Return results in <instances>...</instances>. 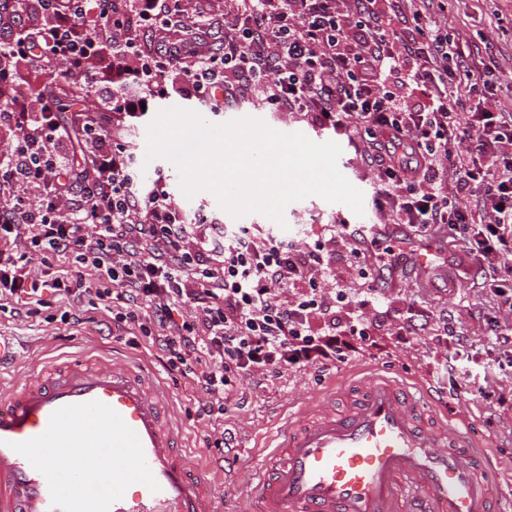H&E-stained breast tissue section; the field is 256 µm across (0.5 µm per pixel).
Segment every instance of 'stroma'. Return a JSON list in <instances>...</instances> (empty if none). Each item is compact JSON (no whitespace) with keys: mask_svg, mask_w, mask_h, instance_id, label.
Wrapping results in <instances>:
<instances>
[{"mask_svg":"<svg viewBox=\"0 0 512 512\" xmlns=\"http://www.w3.org/2000/svg\"><path fill=\"white\" fill-rule=\"evenodd\" d=\"M448 30L467 35L478 49L494 52L505 95L503 104L506 109H512V0H453L448 8ZM172 106L194 110L213 123L252 117L283 133H303L317 143L338 141L342 149L338 159L340 173L364 198L373 196V174L356 157L347 139L288 113L268 111L264 104L251 98L238 99L223 111L211 112L201 99L177 89L156 97L154 104L133 121L129 141L137 159L145 157L148 124L159 109ZM142 175L149 180L163 177L181 212L207 210L220 224L231 229L262 228L269 223L268 217L259 213L233 218L207 191L186 198L179 188L177 169L166 160L149 162ZM284 217L287 236L310 244L323 238L326 225L367 224L373 220L372 212L358 216L345 204L330 203L317 196L290 203ZM400 236L407 250L424 239L437 242L438 260L425 270L410 268L385 273L384 307L365 310L371 323L370 337L363 340L349 335L344 328H337L336 339L346 353L343 363L326 372L291 371L268 381H243L225 401L223 418L216 421L197 418L194 405L201 400V392L186 380H173L149 344L133 348L113 341L112 321L104 310H74L79 323L73 327L59 320L62 312L70 309L63 300L52 301L46 317H30L21 310L15 316L0 318V336L9 339L16 353L10 370L20 374L36 363H62L78 343L105 362L111 361L116 352L145 360L172 397L177 420L194 450L192 468L214 464L216 485L228 493V506L233 512H241L244 506L243 499L234 496V489L242 488L251 479L264 455L269 433L293 406L322 398L348 382L356 370L367 367L400 373L424 386L434 398V409L439 416L456 419L481 441L498 466L499 484H506L512 477V348L495 344L488 334L487 321L492 317L502 321L512 315L498 309L496 300L475 274L449 277V270L466 265L467 258L462 248L448 243L442 232L431 230L421 237L405 228ZM407 316L414 317L418 332L397 335L398 323ZM447 316L452 319L456 338L435 333L438 318ZM461 336L473 346V373L469 386L454 396L450 393L454 377L443 373L442 368L449 357L456 355L457 339ZM497 397L503 398V406L490 408L489 400ZM224 430L233 437L231 447L209 446L208 435Z\"/></svg>","mask_w":512,"mask_h":512,"instance_id":"stroma-1","label":"stroma"}]
</instances>
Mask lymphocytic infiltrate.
<instances>
[{
  "instance_id": "lymphocytic-infiltrate-1",
  "label": "lymphocytic infiltrate",
  "mask_w": 512,
  "mask_h": 512,
  "mask_svg": "<svg viewBox=\"0 0 512 512\" xmlns=\"http://www.w3.org/2000/svg\"><path fill=\"white\" fill-rule=\"evenodd\" d=\"M233 2L0 0V133L13 141L0 154V314L14 301L39 315L48 291L110 309L115 341L155 345L167 373L205 395L196 415L208 420L247 378L339 362L340 307L365 306L376 265L403 255L389 244L368 258L348 224L303 248L271 228L229 233L187 220L161 182L138 183L131 121L168 77L211 110L255 97L358 143L380 223L446 227L484 284L512 292V110L492 90L495 58L449 36L448 0H352L345 13L338 0ZM190 12L196 30L223 33L220 53L141 46L140 31ZM23 64L84 79L99 107L78 124L86 164L52 100L18 82ZM340 254L363 270L359 286L338 280ZM70 257L94 282L60 269Z\"/></svg>"
}]
</instances>
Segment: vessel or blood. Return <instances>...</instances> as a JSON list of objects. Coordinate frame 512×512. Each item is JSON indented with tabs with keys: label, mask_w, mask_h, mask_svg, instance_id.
<instances>
[{
	"label": "vessel or blood",
	"mask_w": 512,
	"mask_h": 512,
	"mask_svg": "<svg viewBox=\"0 0 512 512\" xmlns=\"http://www.w3.org/2000/svg\"><path fill=\"white\" fill-rule=\"evenodd\" d=\"M358 399L289 416L243 491L252 512H512V491L423 389L371 373ZM0 512H224L192 471L157 375L72 352L0 380Z\"/></svg>",
	"instance_id": "vessel-or-blood-1"
}]
</instances>
